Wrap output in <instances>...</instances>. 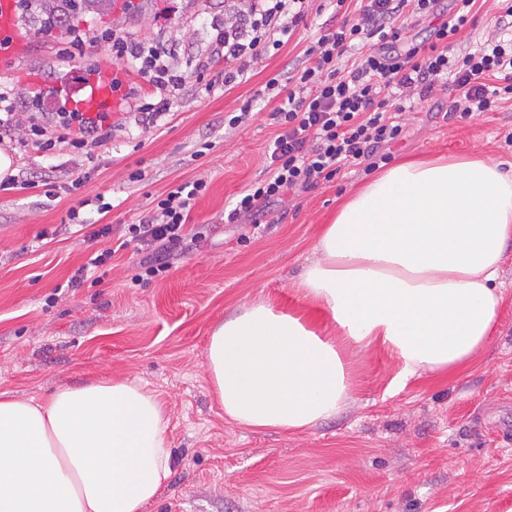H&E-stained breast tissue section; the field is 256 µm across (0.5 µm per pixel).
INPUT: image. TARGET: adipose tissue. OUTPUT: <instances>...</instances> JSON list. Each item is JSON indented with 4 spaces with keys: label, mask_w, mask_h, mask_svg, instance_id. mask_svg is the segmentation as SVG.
<instances>
[{
    "label": "adipose tissue",
    "mask_w": 512,
    "mask_h": 512,
    "mask_svg": "<svg viewBox=\"0 0 512 512\" xmlns=\"http://www.w3.org/2000/svg\"><path fill=\"white\" fill-rule=\"evenodd\" d=\"M512 244V162L419 156L353 191L295 282L332 331L258 299L205 350L226 420L304 430L346 407L344 353L379 344L402 378L466 369L493 337ZM168 415L133 381L92 380L42 399L0 391V512H143L172 471Z\"/></svg>",
    "instance_id": "adipose-tissue-1"
}]
</instances>
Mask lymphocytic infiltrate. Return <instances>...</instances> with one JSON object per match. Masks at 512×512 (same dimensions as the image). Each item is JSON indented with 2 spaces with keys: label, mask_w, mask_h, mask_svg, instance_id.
I'll return each mask as SVG.
<instances>
[{
  "label": "lymphocytic infiltrate",
  "mask_w": 512,
  "mask_h": 512,
  "mask_svg": "<svg viewBox=\"0 0 512 512\" xmlns=\"http://www.w3.org/2000/svg\"><path fill=\"white\" fill-rule=\"evenodd\" d=\"M235 21L211 22L214 54L224 58V81L243 77L250 62L280 49L304 23L307 0H242ZM347 0H324L345 11ZM358 0L344 21L327 28L305 52L306 59L282 88L284 98L269 117L280 131L268 149L269 175L240 193L224 212L228 224L260 223L287 194L315 188L342 168L366 164L375 169L382 146L399 141L404 129L396 115L428 100L437 88L453 86L452 112L470 117L497 107L512 94V0H497L498 33L473 49L455 51L458 36L476 23L478 0ZM424 26L423 38L412 30ZM115 60L133 65L154 89L140 101L143 121L169 112L183 78L170 68L171 49L158 43L113 36ZM33 144L47 151L61 139L92 153L112 135L106 117L60 108L51 126L31 123ZM207 190L205 180L171 187L148 216L128 225L127 236L140 255L139 265L153 277L166 271V253L189 248L204 236L190 227L193 203Z\"/></svg>",
  "instance_id": "lymphocytic-infiltrate-1"
}]
</instances>
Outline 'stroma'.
I'll return each instance as SVG.
<instances>
[{"mask_svg": "<svg viewBox=\"0 0 512 512\" xmlns=\"http://www.w3.org/2000/svg\"><path fill=\"white\" fill-rule=\"evenodd\" d=\"M311 0L313 29H300L279 51L252 62L246 81L215 76L210 24L237 13L238 0H112L109 15L88 13L84 55L64 59L60 32L46 33L32 12L19 16L29 36L20 58H0V93L19 123L0 134L18 186L0 188V391L40 399L57 388L105 378L156 391L168 409L173 471L144 512H512V246L500 273L504 291L495 337L459 375L425 373L397 385V355L382 346L348 350L351 401L343 413L304 431H253L226 422L212 393L205 348L235 308L266 297L307 310L294 283L313 257L336 202L369 180L351 166L316 188L285 199L258 224H228L224 208L266 173V146L278 132L270 112L285 81L305 59L318 25L339 15ZM172 45L184 78L172 109L136 123L134 105L151 93L130 64H117L102 32ZM121 67L126 98L112 115V138L93 154L56 141L27 151L30 121L19 94L49 91L60 71ZM454 90L400 116L402 140L384 146L404 156L477 151L512 161V100L467 119L446 118ZM250 119H229L245 104ZM85 172L83 185L72 183ZM51 187H44L43 178ZM205 179L191 211L205 238L173 251L166 272L138 279L134 249L117 250L124 227L138 222L172 185ZM111 209L98 213L96 196ZM81 206L110 237L90 240L67 223ZM116 254L90 268L80 288L58 292L98 251Z\"/></svg>", "mask_w": 512, "mask_h": 512, "instance_id": "35a3bbf8", "label": "stroma"}]
</instances>
